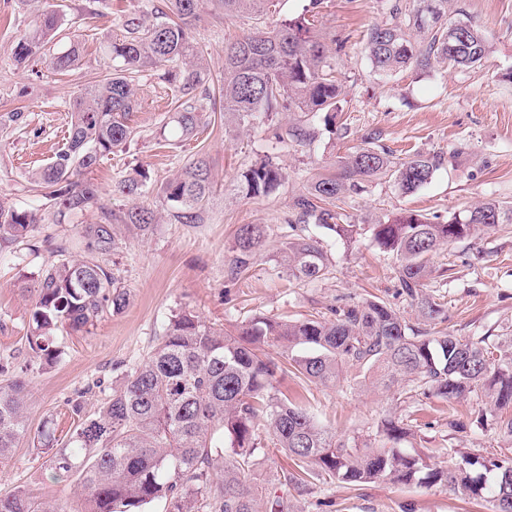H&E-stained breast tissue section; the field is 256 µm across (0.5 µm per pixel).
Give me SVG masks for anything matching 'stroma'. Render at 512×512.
Wrapping results in <instances>:
<instances>
[{
  "mask_svg": "<svg viewBox=\"0 0 512 512\" xmlns=\"http://www.w3.org/2000/svg\"><path fill=\"white\" fill-rule=\"evenodd\" d=\"M59 2L84 44L80 63L64 74L39 60L15 61L16 41L36 11L17 0H0V200L19 209L41 207L43 200L28 173L47 164L62 147L70 106L87 83L108 71L105 48L124 36L126 17H147L163 5V0ZM389 4L325 0L322 35L348 39L336 59L343 112L332 128L323 113L310 115L315 137L302 146L279 143L265 124L237 139L225 136L224 114L210 98L203 102L205 124L198 135L165 143L161 129L171 98L152 73H142L136 82L141 108L132 121L136 135L105 157L91 178L108 207L118 209L124 202L113 198V185L132 169L148 171V199L159 220L148 235L123 237L109 263L130 295L128 306L118 314L104 312L88 330L57 331L61 359L36 373L30 385L31 428L50 418L57 437L68 438L78 422L70 399L83 397L85 413H92L122 372L143 362L171 315L181 309L232 330L257 315L281 320L326 317L333 308L374 295L411 325H420L415 306L398 292L394 258L369 237L347 247L317 225H298V234L320 239L333 272L321 281L300 282L282 277L277 268L294 198L316 176L334 173L341 157L371 139L396 158L421 151L441 154L442 162L431 182L412 194L385 180L367 183L346 207L354 223L387 221L407 211L444 220L489 199L512 202V0L456 2L486 33L491 51L483 66L440 64L385 76L371 66L364 34L370 25L385 21ZM245 28L243 20L225 19L207 0L193 37L204 52L210 88H217L224 76L225 44ZM12 112L19 113V120L9 121ZM200 154L211 162L214 193L200 223L181 224L161 188ZM265 155L286 173L278 192L259 200L225 193V185ZM243 224L266 225L267 237L250 268L234 276V234ZM35 237L41 242L38 252L0 251V357L17 362L30 358L25 336L34 296L25 276L52 262L53 250L67 246L71 234L46 220L37 225ZM430 267L423 292L444 304L445 329L459 336L512 334V224L441 247L431 256ZM278 387L309 405L318 423L340 438L375 433L387 415L402 417L408 433L399 448L423 453L430 463L451 462L458 452L493 458L507 445L495 429L481 424V415L490 411L481 394L458 402L422 395L408 399L403 392L361 381L352 368L334 386L304 383L288 374L279 376ZM291 469L288 457L271 438H264L254 481L268 492L287 495L292 512H491L488 502L439 484L319 483L301 495L285 484ZM18 485L72 512L78 506L71 485L52 478L27 439L14 448L9 461L0 463V491Z\"/></svg>",
  "mask_w": 512,
  "mask_h": 512,
  "instance_id": "stroma-1",
  "label": "stroma"
}]
</instances>
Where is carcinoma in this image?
<instances>
[{"label": "carcinoma", "instance_id": "carcinoma-1", "mask_svg": "<svg viewBox=\"0 0 512 512\" xmlns=\"http://www.w3.org/2000/svg\"><path fill=\"white\" fill-rule=\"evenodd\" d=\"M275 0H215L229 20L245 19L249 30L224 49V134L237 136L260 122H274L283 111L325 113L336 123L340 86L335 57L348 38L331 40L329 49L316 31L310 0L295 17L270 21ZM449 0H395L389 18L367 33L368 59L375 71L390 75L406 69L426 71L435 63L474 68L483 64L489 45L480 27L457 10L448 18ZM205 0H164L155 19L132 15L126 36L108 46L111 69L75 97L68 135L45 166L28 178L43 192L52 222L62 224L79 213L100 212L96 224L75 226L83 255L45 265L35 279L26 342L34 360L22 367L0 360V462L9 459L21 439L31 434L42 465L53 478L72 481L82 502L79 512H145L155 501L165 512H262V491L252 483L256 454L264 432L293 461L286 484L299 491L314 482L352 486L391 481L446 484L492 504L493 512H512V457L460 455L451 465L430 466L419 454L388 448L379 438L398 441L407 434L402 420L387 416L374 437L338 439L320 426L308 408L276 386L288 368L310 383L334 385L347 367L359 368L386 389L404 386L407 394L434 395L448 401L482 393L500 415L493 426L512 439V336L508 342L488 336L433 334L407 323L398 311L373 296L331 310L330 319L284 321L255 316L237 332L207 323L189 309L171 315L149 356L125 371L94 412L61 443L53 420L46 418L30 433L29 380L60 359L55 345L59 327L81 331L105 311L122 312L128 293L107 264L118 248L122 227L144 236L153 231L154 210L146 197L147 175L137 170L119 181L114 192L133 201L115 211L102 201L85 177L114 149L132 140L131 121L140 108L135 81L154 70L175 99L168 124L179 137L193 135L202 124L197 91L209 81L202 50L191 26ZM83 46L70 32L63 10L45 2L34 23L17 40L15 61L39 59L59 73L75 67ZM301 145L315 132L298 120L277 138ZM441 156L416 152L394 161L385 149L366 145L337 163L336 173L319 176L294 199L295 219L288 227L316 224L346 246L370 233L380 250L396 255L401 293L418 302L421 316L438 324L447 319L441 303L419 297L429 276L430 256L441 246L471 237L483 227L512 224V205L489 200L453 214L444 223L404 213L392 221L353 224L343 204L362 184L387 179L404 194L430 183ZM282 167L271 156L251 163L231 184L249 199L267 197L285 183ZM165 199L174 220L197 224L213 192L206 157L192 161L166 181ZM42 215L0 201V242H22ZM266 226L244 224L235 238L234 271L243 272L265 242ZM280 273L313 282L331 274L332 264L313 237L284 235ZM278 349L276 357L260 352ZM0 512H68L17 487L0 494Z\"/></svg>", "mask_w": 512, "mask_h": 512}]
</instances>
